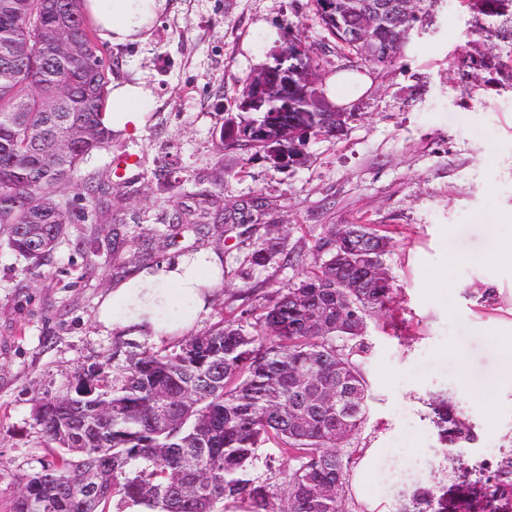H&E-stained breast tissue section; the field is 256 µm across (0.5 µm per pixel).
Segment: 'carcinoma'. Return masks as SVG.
Masks as SVG:
<instances>
[{
	"mask_svg": "<svg viewBox=\"0 0 512 512\" xmlns=\"http://www.w3.org/2000/svg\"><path fill=\"white\" fill-rule=\"evenodd\" d=\"M394 34L390 56L369 54L368 31L347 39L318 15L323 30L342 50L366 66L387 67L403 56L410 33L422 22L405 0H380ZM483 16L492 43L470 56V67L489 54L508 61L512 72V0H462ZM81 0H0V44L15 43L19 57L0 63V242L28 261L45 265L67 233L71 215L62 193L80 179L85 197L101 223H112V176L87 174L81 166L112 143L101 123L111 66L87 30ZM505 43L507 51L500 49ZM288 64L313 65L311 85L288 100L284 119L303 135L324 134L336 123L334 112L310 111L309 99H325L319 64L308 55ZM263 136H247L252 127ZM268 112L243 116L232 133L220 131L216 145L267 149L278 143ZM209 215L204 207L176 212V224L196 226ZM316 251L326 259L299 272L298 279L275 289L251 313V322L220 320L207 331L175 346L126 355L79 371L62 394L35 399V421L54 459L25 478L12 504L37 485L45 499L62 502L60 512H117L130 502L160 512H224L228 503L244 512H346L348 462L336 450L365 420L368 384L355 356L361 336L336 327V316L352 309L363 319L388 309L393 288L371 272L385 266L389 239L362 224L329 227ZM320 314L330 326L318 329ZM349 391L357 402L342 409L315 398L318 391ZM444 439L472 440V431L451 404L436 408ZM67 433L83 448L61 445ZM272 442L292 465L267 463L264 481L251 478L258 448ZM98 476L93 509L85 507L77 479ZM475 478L462 481L457 494L421 488L413 493L415 512H496L512 501V454L496 468H463ZM322 483L337 494L318 496Z\"/></svg>",
	"mask_w": 512,
	"mask_h": 512,
	"instance_id": "1",
	"label": "carcinoma"
}]
</instances>
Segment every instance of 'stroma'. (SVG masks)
<instances>
[{
  "label": "stroma",
  "instance_id": "stroma-1",
  "mask_svg": "<svg viewBox=\"0 0 512 512\" xmlns=\"http://www.w3.org/2000/svg\"><path fill=\"white\" fill-rule=\"evenodd\" d=\"M432 14L394 65L364 68L370 83L347 104L346 125L310 138L305 163L292 168L253 149L219 155L215 144L245 79L288 38L311 45L325 77L356 64L325 38L310 0H171L148 41L101 44L112 80H144L154 100L143 130L113 138L85 166L112 176L111 223H98L73 187V222L47 265L32 269L0 246V512L51 457L35 398L58 395L120 340L97 324L112 284L185 252L221 250L224 287L201 332L295 281L284 256L312 263L334 224H372L392 243L394 302L368 319L357 357L366 419L340 452L355 468L377 448L381 461L416 473L398 484L375 475L368 494L398 512L416 485L449 487L460 463L512 450V380L503 374L512 349V83L485 71L462 83L474 15L461 0H435ZM219 178V221L174 232L175 209L195 207ZM257 196L268 207L253 215L250 236L276 250L260 263L235 226ZM442 401L470 423L473 442L441 439L432 406Z\"/></svg>",
  "mask_w": 512,
  "mask_h": 512
}]
</instances>
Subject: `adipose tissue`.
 <instances>
[{"instance_id":"ef3b65f1","label":"adipose tissue","mask_w":512,"mask_h":512,"mask_svg":"<svg viewBox=\"0 0 512 512\" xmlns=\"http://www.w3.org/2000/svg\"><path fill=\"white\" fill-rule=\"evenodd\" d=\"M169 0H83L82 12L101 41L145 42ZM151 89L143 82L115 81L109 87L102 123L121 137L138 133L148 120ZM224 285V255L216 249L181 254L152 268L131 272L114 284L97 322L105 333L159 339L188 331L206 313Z\"/></svg>"}]
</instances>
